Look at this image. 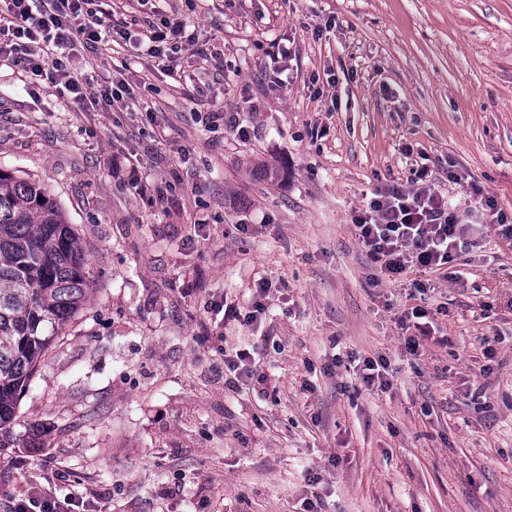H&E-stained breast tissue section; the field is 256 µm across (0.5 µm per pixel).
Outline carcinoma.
Segmentation results:
<instances>
[{
    "instance_id": "carcinoma-1",
    "label": "carcinoma",
    "mask_w": 512,
    "mask_h": 512,
    "mask_svg": "<svg viewBox=\"0 0 512 512\" xmlns=\"http://www.w3.org/2000/svg\"><path fill=\"white\" fill-rule=\"evenodd\" d=\"M89 286L86 257L50 192L0 172V431Z\"/></svg>"
}]
</instances>
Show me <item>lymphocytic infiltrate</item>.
I'll return each mask as SVG.
<instances>
[{"instance_id":"1","label":"lymphocytic infiltrate","mask_w":512,"mask_h":512,"mask_svg":"<svg viewBox=\"0 0 512 512\" xmlns=\"http://www.w3.org/2000/svg\"><path fill=\"white\" fill-rule=\"evenodd\" d=\"M95 2L0 0V65L22 66L25 72L65 88L74 102L111 103V86L93 89L88 77L67 65L75 45L103 54L112 49ZM183 32V23L176 20L150 30L146 55L155 66L168 68ZM352 223L381 278L392 282L417 269L421 277L412 286L419 291L425 288L423 274L457 261L468 231L426 179L412 189L392 185L377 190L367 207L355 212Z\"/></svg>"}]
</instances>
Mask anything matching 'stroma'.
Returning <instances> with one entry per match:
<instances>
[{"label": "stroma", "mask_w": 512, "mask_h": 512, "mask_svg": "<svg viewBox=\"0 0 512 512\" xmlns=\"http://www.w3.org/2000/svg\"><path fill=\"white\" fill-rule=\"evenodd\" d=\"M103 9L107 110L0 66V170L50 189L91 273L0 434V512L35 484L93 512H512V0ZM173 18L180 80L141 48ZM423 169L469 247L420 294L376 283L351 218ZM244 348L260 380L225 375ZM426 316V312L423 309L412 307L410 312L404 313V315H401L399 318L401 329L405 330L403 333L404 349L406 353L411 356L422 354L425 339L428 338L430 334L428 322L420 323L412 319H422ZM410 330H416L417 332L408 333ZM387 368V361L383 357L365 359L363 365L357 368V375L365 387L373 389L377 386L383 390L389 386V380L384 378Z\"/></svg>", "instance_id": "obj_1"}]
</instances>
